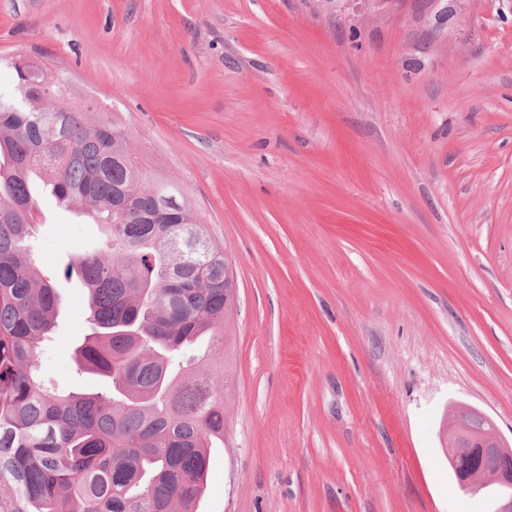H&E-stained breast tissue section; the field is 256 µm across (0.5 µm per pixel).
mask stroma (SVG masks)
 I'll use <instances>...</instances> for the list:
<instances>
[{
	"label": "stroma",
	"instance_id": "stroma-1",
	"mask_svg": "<svg viewBox=\"0 0 512 512\" xmlns=\"http://www.w3.org/2000/svg\"><path fill=\"white\" fill-rule=\"evenodd\" d=\"M49 60L179 183L232 262L222 447L197 512H496L443 447L457 405L512 442V0H0V89ZM46 382L97 387L71 256Z\"/></svg>",
	"mask_w": 512,
	"mask_h": 512
}]
</instances>
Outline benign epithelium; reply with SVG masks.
I'll use <instances>...</instances> for the list:
<instances>
[{
    "label": "benign epithelium",
    "instance_id": "7a95c632",
    "mask_svg": "<svg viewBox=\"0 0 512 512\" xmlns=\"http://www.w3.org/2000/svg\"><path fill=\"white\" fill-rule=\"evenodd\" d=\"M445 451L448 463L460 487L471 493L498 484L511 490L495 512H512V445L496 431L484 414L464 406L453 409L448 420ZM478 457H494L498 467L484 475L472 472L467 465Z\"/></svg>",
    "mask_w": 512,
    "mask_h": 512
}]
</instances>
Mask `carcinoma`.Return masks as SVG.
<instances>
[{
	"label": "carcinoma",
	"instance_id": "carcinoma-1",
	"mask_svg": "<svg viewBox=\"0 0 512 512\" xmlns=\"http://www.w3.org/2000/svg\"><path fill=\"white\" fill-rule=\"evenodd\" d=\"M13 68L0 92V512H196L229 428L224 251L177 183L155 192L110 113L75 104L50 64ZM37 179L105 224L106 243L68 271L92 325L76 364L106 391L64 394L42 379L60 299L30 248Z\"/></svg>",
	"mask_w": 512,
	"mask_h": 512
}]
</instances>
